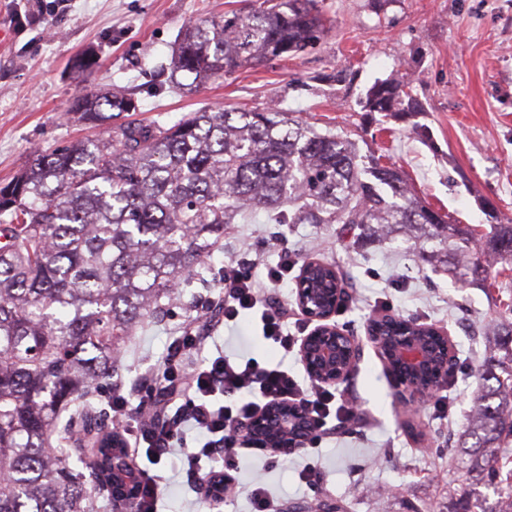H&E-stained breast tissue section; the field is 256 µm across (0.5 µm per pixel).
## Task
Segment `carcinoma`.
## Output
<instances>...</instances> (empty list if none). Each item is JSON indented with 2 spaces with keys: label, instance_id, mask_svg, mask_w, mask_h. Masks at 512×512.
Here are the masks:
<instances>
[{
  "label": "carcinoma",
  "instance_id": "cac0c4a2",
  "mask_svg": "<svg viewBox=\"0 0 512 512\" xmlns=\"http://www.w3.org/2000/svg\"><path fill=\"white\" fill-rule=\"evenodd\" d=\"M327 30L317 0H255L249 10L187 26L167 70L192 94L270 58L297 56ZM409 84L387 78L368 90L365 111L417 113ZM137 102L103 90L74 98L67 118L103 136L52 152L0 185V512H96L114 506L112 459L126 456L117 428L97 420L93 399L111 378L126 339L163 313L185 274L208 272L224 225L263 214L270 224H358L377 239L419 245L424 260L460 282L497 287L512 268V224L489 214L491 232L461 231L427 206L396 168L380 164L347 133L277 106L189 112L163 126L130 118ZM124 118L120 124L114 123ZM342 302L350 280L327 265L307 280ZM497 351L477 370V394L457 440L469 472L493 484L512 512V299L489 328ZM79 421L95 434L79 447L96 469L69 466L55 444Z\"/></svg>",
  "mask_w": 512,
  "mask_h": 512
}]
</instances>
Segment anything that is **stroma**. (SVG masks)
<instances>
[{
  "mask_svg": "<svg viewBox=\"0 0 512 512\" xmlns=\"http://www.w3.org/2000/svg\"><path fill=\"white\" fill-rule=\"evenodd\" d=\"M0 0V184L50 151L96 137V129L68 121L72 99L99 87L135 98L145 123H174L189 112L219 108L263 109L279 105L317 129L351 132L361 148L400 166L415 193L460 225L487 221L485 204L512 220V0H319L330 26L315 48L288 59L240 69L198 93L183 96L165 82V66L179 31L248 9V0ZM93 53L85 73L73 59ZM411 83L417 114L395 120L363 108L375 81ZM297 263L338 265L354 281L357 297L334 321L361 338L372 315L414 318L451 336L459 358L452 385L433 403L406 413L384 360L364 345L355 372L336 394L352 402L358 417L349 430L331 434L316 448L297 447L269 464L264 451L248 449L234 478L239 494L212 509L205 490L178 477L184 451L170 448L138 464L160 482L163 512H253L251 490L261 485L280 512H304L321 495L348 502L347 512H448L449 488L468 487L482 506L497 495L476 480L452 444L472 406L474 370L488 354L485 324L496 299L476 285H462L423 260L418 248L393 237L363 244L353 224H269L257 216L231 224L208 258L206 281L180 289L164 316L142 324L127 343L97 405L110 420L113 390L130 397L126 425L139 415L138 391L163 363L184 323L198 306L222 298L217 277L227 264L258 259V277L282 254ZM210 347L244 359L305 367L299 354L283 355L262 336L256 315L219 329ZM314 469L313 484L301 481Z\"/></svg>",
  "mask_w": 512,
  "mask_h": 512,
  "instance_id": "stroma-1",
  "label": "stroma"
}]
</instances>
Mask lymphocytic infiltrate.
Instances as JSON below:
<instances>
[{"label": "lymphocytic infiltrate", "instance_id": "obj_1", "mask_svg": "<svg viewBox=\"0 0 512 512\" xmlns=\"http://www.w3.org/2000/svg\"><path fill=\"white\" fill-rule=\"evenodd\" d=\"M294 267L290 257H282L261 281L253 266H222L223 320L233 322L242 311L260 309L264 337L284 352H291L297 339L284 328L288 310L266 299L264 285L283 283ZM209 329L205 315L185 327L159 372L152 376L148 388L155 404L170 409L172 415L169 424L158 432L143 423L125 428L134 455L153 459L166 449L183 447L191 429L196 433V446L183 458V473L189 478L200 475L221 481L236 468L241 450L251 446L240 433V425L260 415L271 403L303 405L309 421L305 441L312 447L330 430L353 418L350 402L338 399L331 388L301 383L287 366L270 368L253 358L204 355Z\"/></svg>", "mask_w": 512, "mask_h": 512}]
</instances>
